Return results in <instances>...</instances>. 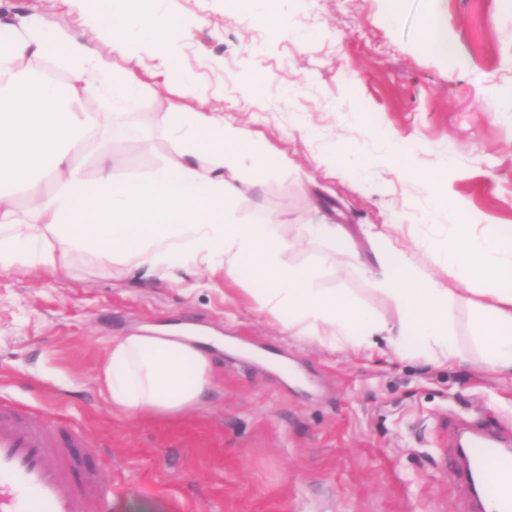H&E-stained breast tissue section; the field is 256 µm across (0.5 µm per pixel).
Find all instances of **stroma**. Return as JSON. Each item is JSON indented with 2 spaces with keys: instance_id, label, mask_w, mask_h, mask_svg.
<instances>
[{
  "instance_id": "obj_1",
  "label": "stroma",
  "mask_w": 512,
  "mask_h": 512,
  "mask_svg": "<svg viewBox=\"0 0 512 512\" xmlns=\"http://www.w3.org/2000/svg\"><path fill=\"white\" fill-rule=\"evenodd\" d=\"M254 7L158 0L171 22H193L171 42L176 80L159 75L148 45L123 55L97 42L114 73L142 87L130 108L82 102L104 117L115 177L144 179L178 161L162 121L172 104L223 113L261 152L225 171L246 200L234 222L271 224L290 243L284 264L326 258L317 287L345 289L383 319L393 311L371 288L377 265L299 236L305 224H338L369 256L368 230L402 225L406 260L455 291L451 329L467 361L333 349L288 335L261 311L250 278L228 285L223 273L186 267L144 278L83 252L66 272L0 273V400L87 434L112 474V512H465L452 425L511 434L512 386L481 367L474 294L417 245L449 234L423 173L445 168L474 223L512 225V112L496 109L512 97V0H272L292 37L256 22ZM436 11L453 55L425 37ZM1 12L46 17L66 34L78 26L64 0H0ZM392 147L419 175L388 161ZM173 323L224 337L217 390L185 417L114 415L95 384L112 338Z\"/></svg>"
}]
</instances>
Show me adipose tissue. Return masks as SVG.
Masks as SVG:
<instances>
[{
  "label": "adipose tissue",
  "mask_w": 512,
  "mask_h": 512,
  "mask_svg": "<svg viewBox=\"0 0 512 512\" xmlns=\"http://www.w3.org/2000/svg\"><path fill=\"white\" fill-rule=\"evenodd\" d=\"M85 32L58 34L45 18L0 16L10 30L0 41V271L17 267L58 272L75 253L90 252L102 262L152 273L167 271L172 258L183 264L220 270L225 280L247 276L264 286L261 311L283 317L292 336L356 352L391 353L444 365L461 360L448 331V300L453 289L421 279L404 261L394 237L375 252L392 271L376 282L396 312L394 321L358 310L341 289L325 291L315 281L323 264L287 266L288 244L265 224H236L231 217L243 199L224 176L237 162L246 135L212 112H187L172 105L166 130L180 146V161L142 180H119L111 157H104L96 182L70 165L74 146L88 140L97 120L81 109L90 95L112 106L130 107L140 86L114 74L91 39H108L122 53L137 40L150 42L160 69H167L170 21L156 0H96ZM65 43L72 80L61 88L19 61L48 54ZM54 178L56 188L42 196L36 222L20 227L9 201L14 186ZM451 231L447 239L425 237L423 250L457 281L476 284L475 340L487 371L512 379V226H479L447 197L439 170L426 172ZM212 339L184 324L146 325L113 337L95 381L114 414L174 417L197 409L215 386L207 345Z\"/></svg>",
  "instance_id": "ef3b65f1"
}]
</instances>
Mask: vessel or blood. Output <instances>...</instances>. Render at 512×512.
Masks as SVG:
<instances>
[{
    "label": "vessel or blood",
    "mask_w": 512,
    "mask_h": 512,
    "mask_svg": "<svg viewBox=\"0 0 512 512\" xmlns=\"http://www.w3.org/2000/svg\"><path fill=\"white\" fill-rule=\"evenodd\" d=\"M83 434L0 405V512H110L112 482L89 468ZM461 474L480 475L483 512H512V452L480 434L466 447Z\"/></svg>",
    "instance_id": "vessel-or-blood-1"
}]
</instances>
